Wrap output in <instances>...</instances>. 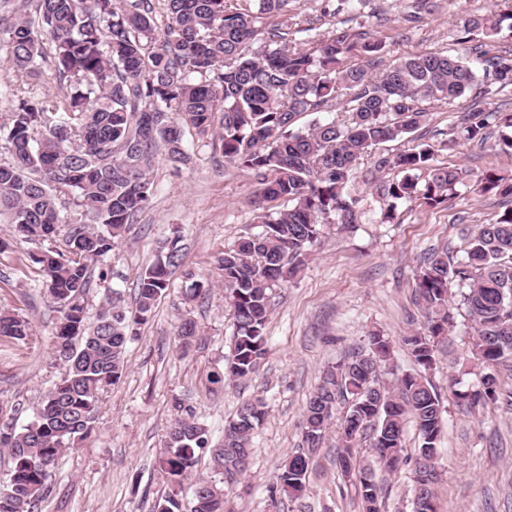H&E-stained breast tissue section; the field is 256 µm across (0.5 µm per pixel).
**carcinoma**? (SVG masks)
<instances>
[{
    "label": "carcinoma",
    "instance_id": "1",
    "mask_svg": "<svg viewBox=\"0 0 512 512\" xmlns=\"http://www.w3.org/2000/svg\"><path fill=\"white\" fill-rule=\"evenodd\" d=\"M31 14L0 19L14 66L38 80L47 69L62 94L15 95L0 143L10 159L0 162V217L15 235L54 241L68 228L65 249L49 248L33 259L40 266L44 295L59 313L53 357L65 374L36 403L32 419L18 427L0 412V448L11 467L0 481V512H39L51 469L93 429L99 396L122 377L124 354L165 294L171 270L181 261L179 238L145 268L137 282L133 314L107 299L94 321L85 300L91 267L112 252L155 197L151 170L157 157L178 168L190 159L185 129L219 147L224 162L247 169L258 184L254 221L262 231L217 258L234 320L232 357L208 375L220 388L250 378L266 354L265 328L272 289L295 279L329 224L352 229L362 212L351 193L359 165L373 157L372 179L385 173L378 191L388 201L383 221L396 204L436 208L473 182L476 190L512 203V179L488 170L477 179L451 163H438L436 146L372 155L376 146L415 132L430 110L480 91L469 47L476 46L484 79L512 86V55L486 47L507 28L506 12L479 8L462 19L458 43L466 53H417L382 67L387 41L362 26L338 27L325 36L317 24L343 12L357 15L367 0H338L319 15L300 11L296 0H163L159 29L151 0H33ZM438 0H410L403 21L422 22ZM311 38L301 48L297 35ZM52 50L43 48V38ZM333 109L334 117L296 128L305 112ZM499 132V151L512 155V113L478 107L461 112L454 134L483 145ZM75 215L65 216L59 197ZM467 289L462 305L475 324L471 356L483 368L512 360V208L481 224L462 254L444 246L428 253L415 277V303L426 331L403 337L419 367L435 363V340L454 323L450 289ZM30 322L0 312V336L25 340ZM176 336L187 349L201 340L197 322L181 318ZM392 359L385 336H368V348L324 370L308 398L301 447L285 459L272 493L301 495L308 470L304 457L323 444L339 401L348 402L341 421L339 463L350 467L352 442L369 432L370 456L392 471L408 460L403 426L418 431L415 454L437 451L445 406L422 375L401 374L392 384L377 379L376 367ZM475 407L500 399L497 380L455 393ZM174 419L156 467L169 491L154 512H224V484L244 475L252 439L266 414L261 397L244 401L224 424L215 444L210 430L186 400L173 398ZM209 454V470L198 471ZM362 494L363 512H379L383 487L374 477ZM191 491L192 507L184 493Z\"/></svg>",
    "mask_w": 512,
    "mask_h": 512
}]
</instances>
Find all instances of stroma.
I'll return each mask as SVG.
<instances>
[{
    "instance_id": "35a3bbf8",
    "label": "stroma",
    "mask_w": 512,
    "mask_h": 512,
    "mask_svg": "<svg viewBox=\"0 0 512 512\" xmlns=\"http://www.w3.org/2000/svg\"><path fill=\"white\" fill-rule=\"evenodd\" d=\"M486 0H442L440 9L417 27L403 29L408 0H370L356 23L372 25L380 7L393 18L388 29L391 56L428 51L457 52L456 24ZM57 94L51 74L38 84L17 71L6 47H0V122L6 121L17 88ZM471 103L464 97L429 112L416 130L419 141L448 143L437 160L479 174L492 169L512 175V156L497 148L467 143L453 133L459 112ZM190 160L173 169L157 159L153 205L145 211L107 257L108 277L87 297L96 314L106 291L117 292L125 310L135 308L136 282L172 233H180L183 260L170 278L139 337L129 344L127 368L97 405L92 432L55 464L50 493L41 512H151L168 490L154 467L172 420L174 396L188 398L213 437L246 399L260 396L266 415L254 439L247 472L225 490L228 512H362L358 481L344 476L338 460L336 430H329L313 459L300 499L272 498L271 488L285 458L301 443L305 404L322 371L365 346L371 332L386 336L393 347L389 365L379 370L388 383L394 374L415 372L402 342L423 319L414 304V279L420 258L434 248L463 245L464 229H476L500 216L505 202L492 194L459 190L448 204L430 210L414 203L397 208L394 223L380 221L383 206L369 184L356 178L355 191L365 217L353 229L327 228L305 269L275 289V310L266 326V355L247 381L209 393L207 376L231 353L233 320L224 299L218 253L258 234L251 201L258 188L252 175L228 165L210 140L187 133ZM0 238L9 248L0 253V309L28 318L35 332L18 342L0 337V408L25 424L39 398L59 381L63 368L51 355L54 308L43 298L39 275L30 260L40 243L13 237L0 221ZM209 286L205 298L189 299L193 281ZM198 322L203 340L181 351L175 335L184 314ZM475 334L465 309L455 312L448 340L439 341L436 362L427 377L446 406L438 445L436 512H512V406L490 403L459 406L454 391L476 385L467 361ZM413 462L393 472L376 471L386 488L381 512H412Z\"/></svg>"
}]
</instances>
